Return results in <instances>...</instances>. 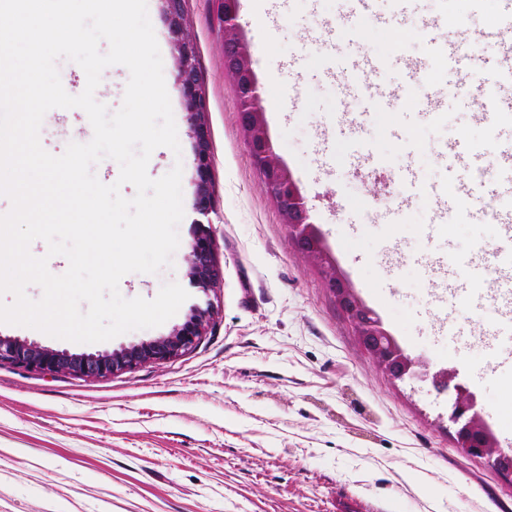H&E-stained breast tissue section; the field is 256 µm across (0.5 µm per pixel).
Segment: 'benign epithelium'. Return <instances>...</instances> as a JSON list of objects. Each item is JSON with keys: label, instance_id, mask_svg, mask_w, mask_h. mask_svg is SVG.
Returning <instances> with one entry per match:
<instances>
[{"label": "benign epithelium", "instance_id": "benign-epithelium-1", "mask_svg": "<svg viewBox=\"0 0 512 512\" xmlns=\"http://www.w3.org/2000/svg\"><path fill=\"white\" fill-rule=\"evenodd\" d=\"M163 10L176 48V84L194 121L196 133L197 180L191 208L206 217L213 209L210 180V147L204 129L208 106L200 90L198 49L194 38L183 29L186 0H162ZM224 37V72L235 86L236 112L245 144L259 171L267 193L288 226L294 246L324 274L326 288L334 295L358 348L395 381L406 378L429 380L439 390L455 393L450 420L456 425L455 444L473 458L486 459L502 475L512 478V448L504 449L497 439L479 425L474 411L475 397L460 383L453 371L430 373L405 353L384 328L380 318L361 304L349 283L327 267L329 255L309 207L286 165L277 156L261 106V87L251 66L248 46L240 22L239 0H216ZM195 287L207 295L220 284L221 269L216 261L211 227L196 221V234L188 254ZM213 315L210 301L195 304L185 323L170 334L150 342L124 347L110 353L70 354L46 349L34 343L0 336V363L43 372H64L94 379L132 368L147 361L168 360L196 346Z\"/></svg>", "mask_w": 512, "mask_h": 512}]
</instances>
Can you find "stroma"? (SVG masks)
<instances>
[{
	"instance_id": "1",
	"label": "stroma",
	"mask_w": 512,
	"mask_h": 512,
	"mask_svg": "<svg viewBox=\"0 0 512 512\" xmlns=\"http://www.w3.org/2000/svg\"><path fill=\"white\" fill-rule=\"evenodd\" d=\"M379 8L391 25L337 27L329 50L317 26L339 19L340 0H240L269 134L337 269L406 354L456 371L500 446L512 448V336L490 340L494 306L460 301L440 310L441 283L421 263L428 253L493 256L500 236L479 220L433 229L431 202L411 198L404 179L411 170L423 184L444 182L448 142L490 155L512 142V112L480 119L465 100L479 69L439 71L432 49L445 34L425 27L444 19L467 31V54L481 58L479 35L502 0H412L399 13L381 0ZM147 9L181 147L156 149L148 174L181 164L189 204L196 136L160 0H147ZM184 25L197 43L208 104L209 221L223 271L209 296L214 323L179 357L99 379L1 364L0 512H512V483L456 448L450 395L392 380L360 353L320 269L292 244L245 145L213 0H186ZM400 55L423 63L428 76L390 105L342 95L323 74L377 58L396 89ZM427 96L439 99L438 115L417 112L415 100ZM353 114L363 126L352 133ZM92 137L81 109L50 110L39 132L54 155ZM360 152L368 165L355 164ZM196 219L187 207L171 266L121 279L124 298L154 299L174 281L190 303L201 299L187 261ZM187 313L180 307L161 326L98 343L8 324L0 336L101 354L168 335Z\"/></svg>"
}]
</instances>
